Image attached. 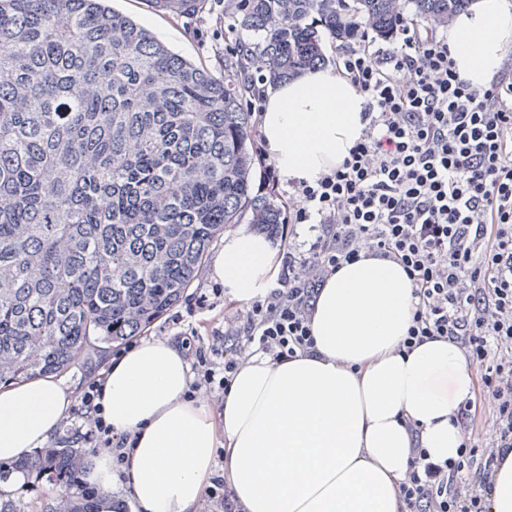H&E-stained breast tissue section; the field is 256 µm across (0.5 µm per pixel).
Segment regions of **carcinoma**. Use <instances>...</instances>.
<instances>
[{
    "label": "carcinoma",
    "instance_id": "1",
    "mask_svg": "<svg viewBox=\"0 0 512 512\" xmlns=\"http://www.w3.org/2000/svg\"><path fill=\"white\" fill-rule=\"evenodd\" d=\"M108 0H0V384L61 374L146 333L236 224L277 234L253 193L255 117L238 72L218 80ZM469 0H237L259 35L237 55L272 83L325 62L324 39L446 26ZM79 449L37 453L71 498Z\"/></svg>",
    "mask_w": 512,
    "mask_h": 512
}]
</instances>
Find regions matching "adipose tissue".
<instances>
[{
  "mask_svg": "<svg viewBox=\"0 0 512 512\" xmlns=\"http://www.w3.org/2000/svg\"><path fill=\"white\" fill-rule=\"evenodd\" d=\"M448 47L459 74L486 86L512 48V0H471ZM362 116L361 94L315 68L267 92L261 139L285 180L311 183L360 140ZM277 269L271 242L243 230L225 235L213 265L243 303L263 296ZM411 315L400 265H344L317 300V357L244 365L218 426L203 402L185 397L190 365L179 345L144 342L112 360L101 403L115 431L136 436L125 468L139 512H195L219 450L247 512H400L394 483L409 462L406 421L417 423L433 460L457 459L463 434L451 414L474 378L450 341L398 354ZM71 405L70 390L50 378L0 389V461L44 443ZM83 479L100 491L96 512H121L111 452L93 456Z\"/></svg>",
  "mask_w": 512,
  "mask_h": 512,
  "instance_id": "obj_1",
  "label": "adipose tissue"
}]
</instances>
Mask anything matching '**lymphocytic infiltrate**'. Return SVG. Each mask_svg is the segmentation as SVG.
<instances>
[{
    "mask_svg": "<svg viewBox=\"0 0 512 512\" xmlns=\"http://www.w3.org/2000/svg\"><path fill=\"white\" fill-rule=\"evenodd\" d=\"M337 71L364 99L361 140L313 183H299L289 221L311 242L283 246L270 291L199 335L192 319L224 299L197 289L173 326L193 354L187 398L214 413L253 357L277 364L316 356L312 320L327 279L374 257L403 267L413 312L397 351L454 342L480 376L479 401L452 413L459 457L432 460L412 430L395 484L401 512H491L498 468L512 453V55L487 86L463 79L436 27L405 24L383 46L344 50ZM106 374L86 382L69 442L108 448L121 466L136 439L115 432L100 403Z\"/></svg>",
    "mask_w": 512,
    "mask_h": 512,
    "instance_id": "obj_1",
    "label": "lymphocytic infiltrate"
}]
</instances>
